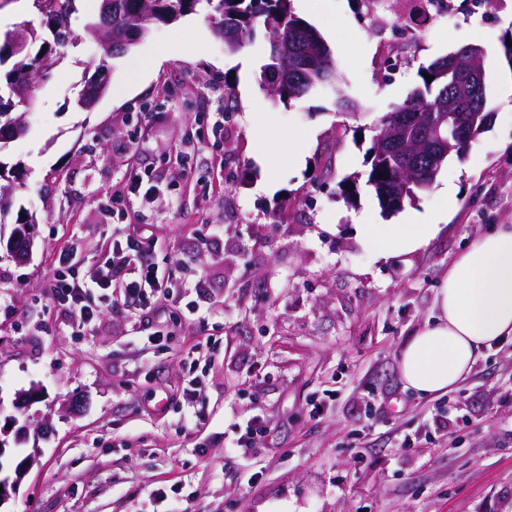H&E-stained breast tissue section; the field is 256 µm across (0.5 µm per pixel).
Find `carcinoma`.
I'll return each instance as SVG.
<instances>
[{
  "label": "carcinoma",
  "instance_id": "carcinoma-1",
  "mask_svg": "<svg viewBox=\"0 0 512 512\" xmlns=\"http://www.w3.org/2000/svg\"><path fill=\"white\" fill-rule=\"evenodd\" d=\"M212 7L210 22L214 33L224 39V48L237 52L249 41L256 27L265 29L269 37L270 54L262 66L261 80L264 86H278L277 99L294 101L303 98L318 88L337 85L338 75L330 48L320 32L292 11L290 0H112V33L126 40L112 50V55L126 53L148 35L157 22H172L196 11L200 2ZM78 0H34L38 12L43 16L44 28L50 38L38 36L31 30L27 49L13 56L6 45L0 43V64L14 59L12 67L0 74V87L9 92L28 79L40 82L46 79L61 59V49L72 43V39L61 38L68 27L67 19L74 11ZM39 44L38 52L30 50ZM44 55H39V52ZM453 56L436 59L422 69V86L413 91L405 104L393 115L383 117L380 134L388 141L382 153L377 147L370 148V169L366 183L371 186L383 209L392 210V204L402 206L413 201L419 193L429 189L439 173L433 166L431 155L438 151L434 144L421 147L417 164L421 171L411 180L402 176L408 159L405 153L389 143L405 138V129L398 118L411 112L421 114V121H431L432 112H473L466 127L463 140L450 141L452 154L465 155L473 139L483 131L484 121L476 113L487 111V91H459L452 87L451 66ZM433 76L427 81L426 75Z\"/></svg>",
  "mask_w": 512,
  "mask_h": 512
}]
</instances>
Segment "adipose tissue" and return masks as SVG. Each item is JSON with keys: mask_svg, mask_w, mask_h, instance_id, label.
I'll return each mask as SVG.
<instances>
[{"mask_svg": "<svg viewBox=\"0 0 512 512\" xmlns=\"http://www.w3.org/2000/svg\"><path fill=\"white\" fill-rule=\"evenodd\" d=\"M444 212L402 224H362L359 235L378 258L414 252L440 230ZM432 321L402 347L406 388L422 397L448 392L470 372L481 350L512 336V224L473 240L448 270Z\"/></svg>", "mask_w": 512, "mask_h": 512, "instance_id": "ef3b65f1", "label": "adipose tissue"}]
</instances>
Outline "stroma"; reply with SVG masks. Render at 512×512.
I'll use <instances>...</instances> for the list:
<instances>
[{
    "instance_id": "obj_1",
    "label": "stroma",
    "mask_w": 512,
    "mask_h": 512,
    "mask_svg": "<svg viewBox=\"0 0 512 512\" xmlns=\"http://www.w3.org/2000/svg\"><path fill=\"white\" fill-rule=\"evenodd\" d=\"M457 2L429 28L404 29L411 47L394 64L382 32L398 0L371 12L364 0H291L329 46L347 108L328 89L272 98L260 84L265 31L226 52L202 9L105 58L107 91L86 111L75 99L101 75L87 32L101 0H81L73 45L23 113L26 135L0 153L23 177L14 207L36 220L25 263L0 246V474L25 468L0 512H512V339L434 398L406 389L398 367L455 259L512 224V66L500 46L484 57L492 119L466 156L391 213L365 184L379 121L420 86L421 67L471 44L473 25L512 28V0ZM292 145L298 161L282 162ZM136 176L152 192L116 206ZM354 176L348 199L341 184ZM449 181L458 193L445 204L437 188ZM443 204L445 226L408 255L376 258L357 232ZM206 223L217 234L204 242ZM124 224L170 275L178 301L154 317L167 347L149 346L133 308L107 309L78 335L46 301L61 246L104 263ZM209 334L207 419L186 428L180 360ZM325 389L335 398L309 417ZM372 397L388 407L369 421ZM259 409L267 433L225 447V431Z\"/></svg>"
}]
</instances>
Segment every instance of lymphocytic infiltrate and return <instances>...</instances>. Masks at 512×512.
<instances>
[{
  "label": "lymphocytic infiltrate",
  "mask_w": 512,
  "mask_h": 512,
  "mask_svg": "<svg viewBox=\"0 0 512 512\" xmlns=\"http://www.w3.org/2000/svg\"><path fill=\"white\" fill-rule=\"evenodd\" d=\"M132 241L126 230H119L112 238L109 267L82 272L77 269L73 248L58 250L46 294L68 310L76 331L95 326L108 307L137 304L152 314L159 302L173 300L165 269L133 248Z\"/></svg>",
  "instance_id": "lymphocytic-infiltrate-1"
}]
</instances>
